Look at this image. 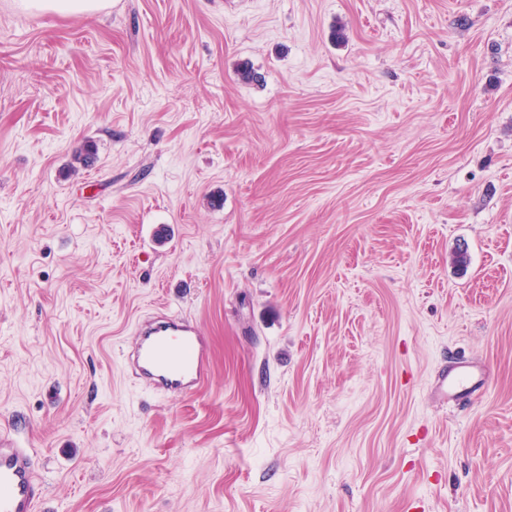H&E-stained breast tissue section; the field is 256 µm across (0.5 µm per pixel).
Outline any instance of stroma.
I'll return each instance as SVG.
<instances>
[{
  "label": "stroma",
  "mask_w": 512,
  "mask_h": 512,
  "mask_svg": "<svg viewBox=\"0 0 512 512\" xmlns=\"http://www.w3.org/2000/svg\"><path fill=\"white\" fill-rule=\"evenodd\" d=\"M161 308L198 393L123 367ZM16 434L36 512H512V0H0ZM27 10L35 13L73 12L96 16L105 12L110 0H21ZM486 381V372L475 361H455L443 369L432 387L431 398L439 404L456 403Z\"/></svg>",
  "instance_id": "35a3bbf8"
}]
</instances>
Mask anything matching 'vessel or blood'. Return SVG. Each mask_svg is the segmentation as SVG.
Listing matches in <instances>:
<instances>
[{
    "label": "vessel or blood",
    "mask_w": 512,
    "mask_h": 512,
    "mask_svg": "<svg viewBox=\"0 0 512 512\" xmlns=\"http://www.w3.org/2000/svg\"><path fill=\"white\" fill-rule=\"evenodd\" d=\"M210 359V345L195 323L171 312L141 322L135 344L123 355L128 373L157 393L172 396L201 390L209 378ZM485 381L481 364L459 360L439 373L431 397L440 404L455 403ZM44 495L32 449L0 441V512H35Z\"/></svg>",
    "instance_id": "obj_1"
}]
</instances>
